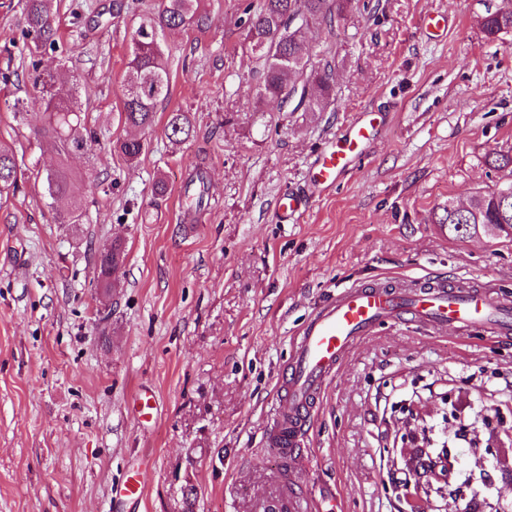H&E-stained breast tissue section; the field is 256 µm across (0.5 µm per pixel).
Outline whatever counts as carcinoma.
Wrapping results in <instances>:
<instances>
[{"instance_id": "cac0c4a2", "label": "carcinoma", "mask_w": 512, "mask_h": 512, "mask_svg": "<svg viewBox=\"0 0 512 512\" xmlns=\"http://www.w3.org/2000/svg\"><path fill=\"white\" fill-rule=\"evenodd\" d=\"M352 0H258L248 5L247 39L261 62V81L256 88V103L269 99L288 101L296 87L302 88V100L293 106L294 112H320L333 94V71L330 64L316 66L304 41L300 24L310 28L333 26L345 21ZM22 36L38 51L54 47L57 39L53 0H21ZM206 17L198 12V0H160L158 10L141 23L132 37L130 59L124 75L122 114L124 123L133 129L150 128L155 124L157 106L171 93V78L159 34L189 25L201 26ZM482 27L489 37L512 32V10L488 14ZM32 85L37 92L34 101L15 102L14 112L34 123L36 136L47 143L56 154L59 164L46 171L43 182L48 195L70 199V207L59 213L60 224H79L82 206L75 195L72 175L66 167L67 158L85 149L89 152L96 136L85 130L82 108L77 100L65 98L55 91L51 74L38 72L37 62ZM165 130L167 138L183 143L194 134L189 113H169ZM113 148L134 162L144 151V142L135 136L118 141ZM19 165L13 149L0 143V197L19 190ZM194 193L195 210L205 209L209 188L203 168L196 166L185 186V193ZM439 223L459 233L466 224H507L512 227V183L477 192L465 204L448 201L445 215ZM112 257L99 259L98 279L103 288H110L107 278L109 260L121 257V248L109 247Z\"/></svg>"}]
</instances>
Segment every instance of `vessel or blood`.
<instances>
[{
	"mask_svg": "<svg viewBox=\"0 0 512 512\" xmlns=\"http://www.w3.org/2000/svg\"><path fill=\"white\" fill-rule=\"evenodd\" d=\"M380 119L368 112L355 120L345 135L322 150L309 174L311 185L333 187L340 173L361 158L374 140ZM304 192L278 198L282 219H294L308 205ZM414 321L433 331L454 326L459 332L481 326L492 332H512V298L494 294L487 286L451 288L437 278L406 277L392 283L351 285L319 305L294 341L289 367L282 377L277 406L266 439L288 465H295L305 427L320 403L328 382L362 338L381 323ZM138 474H130L112 489L115 505L140 500ZM313 503H299L283 494L264 502L259 512H314Z\"/></svg>",
	"mask_w": 512,
	"mask_h": 512,
	"instance_id": "vessel-or-blood-1",
	"label": "vessel or blood"
}]
</instances>
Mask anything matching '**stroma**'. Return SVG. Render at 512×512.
Masks as SVG:
<instances>
[{
    "label": "stroma",
    "mask_w": 512,
    "mask_h": 512,
    "mask_svg": "<svg viewBox=\"0 0 512 512\" xmlns=\"http://www.w3.org/2000/svg\"><path fill=\"white\" fill-rule=\"evenodd\" d=\"M113 2L58 0L60 47L39 57L41 73L71 70L60 95L94 91L83 107L98 142L68 161L83 221L59 224L36 179L56 156L13 109L33 92L21 6L0 0V70L19 71L0 83V142L21 185L0 199V512H115L112 487L132 469L143 497L130 512H185L189 492L196 512H256L288 481L335 512H403L398 418L416 413L465 472L479 453L457 434L484 429L481 406L497 416L478 492L512 512V336L381 325L328 383L297 469L266 443L293 339L336 291L431 275L512 297V238L439 223L449 200L512 179L487 164L512 150V33L479 25L512 0H380L377 16L308 32L313 61L334 67L322 112L255 103L248 0H201L206 24L165 36L171 94L135 163L113 144L131 134L122 79L157 0L118 15ZM176 110L195 126L177 147L165 135ZM364 110L384 116L364 158L281 223L279 195L304 190L316 155ZM197 164L211 194L198 213L183 195ZM114 241L123 260L105 296L96 255ZM145 389L149 422L133 405Z\"/></svg>",
    "instance_id": "35a3bbf8"
}]
</instances>
